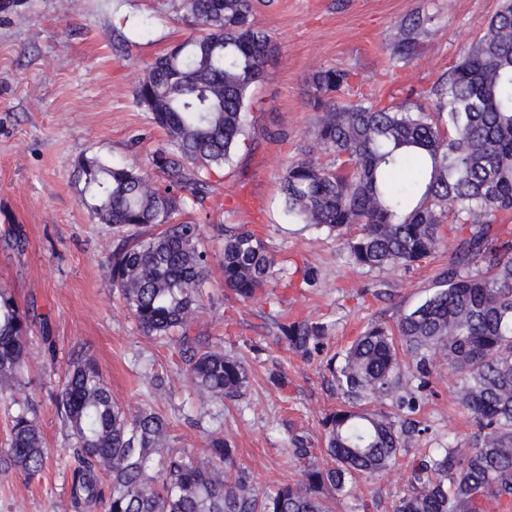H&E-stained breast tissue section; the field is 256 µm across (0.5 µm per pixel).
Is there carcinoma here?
<instances>
[{"label": "carcinoma", "instance_id": "1", "mask_svg": "<svg viewBox=\"0 0 512 512\" xmlns=\"http://www.w3.org/2000/svg\"><path fill=\"white\" fill-rule=\"evenodd\" d=\"M194 30L185 43L145 67L134 96L167 143L149 164L82 158L101 223L119 238L106 257L112 286L147 335L173 342L182 371L213 398L238 399L246 363L192 333L208 270L199 249L203 225L175 220L203 207L206 173L232 162L246 140V110L275 45L256 24V0H185ZM425 20L407 16L392 40L396 60L422 53ZM351 73L316 72L313 146L285 170L281 191L295 224L340 240L347 263L368 272L412 266L456 238L441 285L391 328L370 325L329 364L342 398L322 421L324 452L291 436L303 480L273 492L237 465L220 434L198 457L167 446L169 422L156 411L128 415L113 400L88 353L68 366L56 409L73 438L71 497L78 512H332L325 492L351 491L358 478L393 466L415 429L363 404L394 394L414 410L398 350L415 361L418 388L440 362L476 432L420 457L413 489L394 512H508L512 508V252L497 245L495 225L512 211V0L448 74L398 104L341 97ZM162 227L147 234L146 227ZM224 288L242 301L269 295L281 273L264 241L247 226L215 228ZM303 288L321 287L314 266L299 270ZM34 316L0 288V393L19 385ZM275 344L311 357L331 326L308 317L274 322ZM0 466L25 480L44 467L48 448L30 407L11 416Z\"/></svg>", "mask_w": 512, "mask_h": 512}]
</instances>
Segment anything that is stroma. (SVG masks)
<instances>
[{
  "label": "stroma",
  "mask_w": 512,
  "mask_h": 512,
  "mask_svg": "<svg viewBox=\"0 0 512 512\" xmlns=\"http://www.w3.org/2000/svg\"><path fill=\"white\" fill-rule=\"evenodd\" d=\"M502 0H264L256 23L276 53L253 90L249 140L230 166L212 170L201 248L209 271L193 330L242 358L249 369L243 397L218 402L194 387L173 348L144 335L113 288L105 258L116 244L93 211L77 171L83 157L147 162L166 140L134 92L147 63L192 33L183 0H7L0 7V286L32 309L30 356L13 398H0V456L18 406L32 405L50 451L44 470L23 480L0 469V512H73L72 439L57 415L55 394L69 362L91 354L115 402L129 411L163 414L174 448L202 454L222 434L241 466L263 489L301 479L291 433L321 442V419L339 403L327 369L371 322L394 323L431 295L447 269L440 249L407 269L368 273L341 258L327 235L288 222L281 179L313 141L309 105L315 72L349 70L345 97L405 101L410 89L446 75L484 33ZM428 16L423 54L407 63L392 55L395 26L409 13ZM217 224H245L281 264L317 267L319 288L277 284L278 303L240 301L225 291ZM332 324L321 355L306 360L274 345L277 317ZM400 373L416 392L413 421L424 432L402 448L397 465L333 496L335 512H392L411 488V466L425 449L468 443L474 427L436 366L418 388L415 363L400 355ZM163 387H155V376Z\"/></svg>",
  "instance_id": "35a3bbf8"
}]
</instances>
